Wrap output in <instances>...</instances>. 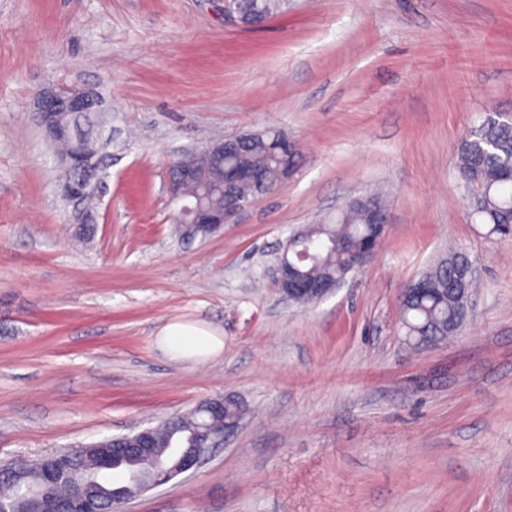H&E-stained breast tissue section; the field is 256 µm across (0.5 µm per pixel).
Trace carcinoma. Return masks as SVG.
<instances>
[{"label":"carcinoma","mask_w":512,"mask_h":512,"mask_svg":"<svg viewBox=\"0 0 512 512\" xmlns=\"http://www.w3.org/2000/svg\"><path fill=\"white\" fill-rule=\"evenodd\" d=\"M245 12L254 10L265 19L276 8V0H240ZM234 163L259 172L271 185L281 181V170L272 151L265 147H246L234 157ZM185 166L199 169L195 183L185 187V193L196 197L207 207L224 205L223 193L212 187L206 167L192 157L182 160ZM456 169L459 177L468 183L473 198V211L481 223L489 226V233L497 237L512 236V123L485 118L473 126L461 141L457 152ZM386 213L383 195L375 193L358 197L355 201L325 218L319 224H309L305 236L290 248L293 256L306 242L322 245L315 258L296 264L298 273L310 280H331L347 270L352 259L374 247L376 227L374 217ZM470 263L461 249H451L421 278L433 292L409 294L401 299L399 323L408 344L419 348L426 340L444 341L460 330L468 307L456 283ZM241 402L216 396L178 416L152 427L151 448L135 460L116 459L112 469L98 466L111 456L112 438L81 446L72 455L76 457L77 475L87 486L89 496L98 500L107 512H114L122 500L113 498L117 485L112 480L115 471L140 472L149 481L154 459L170 455L173 437H188L207 426H217L226 420L243 419ZM42 481L41 471L31 468L0 481V512H42L38 499L21 496L23 487Z\"/></svg>","instance_id":"obj_1"}]
</instances>
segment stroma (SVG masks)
<instances>
[{"mask_svg": "<svg viewBox=\"0 0 512 512\" xmlns=\"http://www.w3.org/2000/svg\"><path fill=\"white\" fill-rule=\"evenodd\" d=\"M109 110L86 243L33 94ZM512 117V0H282L256 28L220 0H0V462L125 434L216 395L247 414L197 469L123 512H512V237L455 163ZM275 128L298 165L220 232L175 231L173 155ZM384 185V240L299 307L271 288L288 237ZM478 269L460 333L409 350L407 285L449 249ZM203 325L215 356L159 333ZM161 341L176 359H192L217 355L224 343L203 328L192 324L171 322L161 330Z\"/></svg>", "mask_w": 512, "mask_h": 512, "instance_id": "stroma-1", "label": "stroma"}]
</instances>
